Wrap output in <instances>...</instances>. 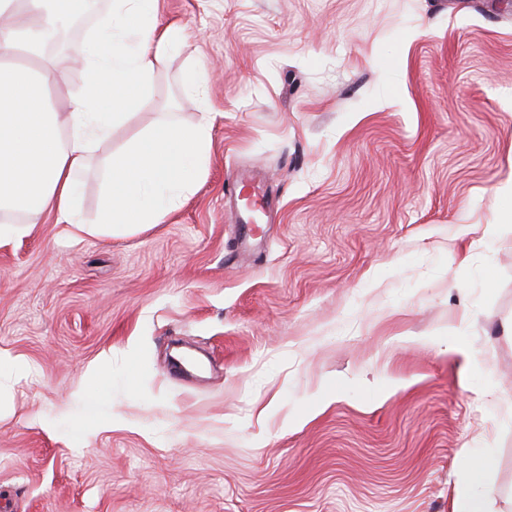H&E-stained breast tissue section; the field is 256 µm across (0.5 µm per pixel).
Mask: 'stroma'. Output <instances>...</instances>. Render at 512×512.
Returning a JSON list of instances; mask_svg holds the SVG:
<instances>
[{
	"label": "stroma",
	"mask_w": 512,
	"mask_h": 512,
	"mask_svg": "<svg viewBox=\"0 0 512 512\" xmlns=\"http://www.w3.org/2000/svg\"><path fill=\"white\" fill-rule=\"evenodd\" d=\"M208 169L160 224L0 241V512H512V0H160ZM90 28L54 55L83 81ZM96 396L87 370L104 357ZM492 468L490 455L470 457L464 463V478L456 488L454 512H487L485 502L474 496L472 488L481 485Z\"/></svg>",
	"instance_id": "1"
}]
</instances>
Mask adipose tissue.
<instances>
[{"instance_id":"adipose-tissue-1","label":"adipose tissue","mask_w":512,"mask_h":512,"mask_svg":"<svg viewBox=\"0 0 512 512\" xmlns=\"http://www.w3.org/2000/svg\"><path fill=\"white\" fill-rule=\"evenodd\" d=\"M85 0H0V239L46 214L70 235L122 236L163 223L205 173L211 123L187 126L172 113L110 153L92 218L76 209V174L93 148L125 127L153 87L161 63L186 41L177 25L157 27L158 0H111L81 54L84 81L67 111L51 102L45 50ZM492 468L487 455L464 463L455 512H486L473 495Z\"/></svg>"}]
</instances>
